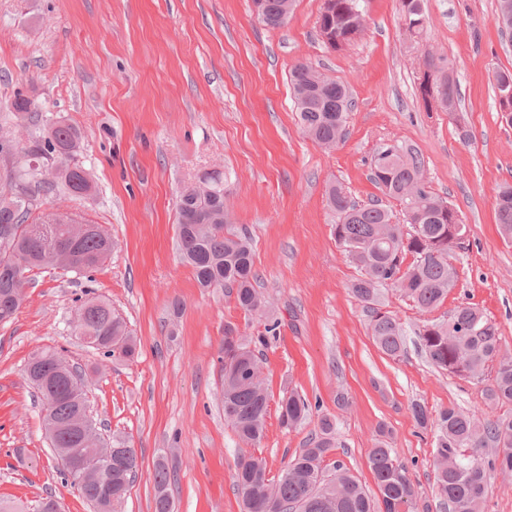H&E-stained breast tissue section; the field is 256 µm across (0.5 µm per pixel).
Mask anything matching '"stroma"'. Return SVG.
Instances as JSON below:
<instances>
[{
  "mask_svg": "<svg viewBox=\"0 0 512 512\" xmlns=\"http://www.w3.org/2000/svg\"><path fill=\"white\" fill-rule=\"evenodd\" d=\"M321 5L295 0L287 24L272 29L251 0H0V127L18 125L11 104L26 93L39 120L22 126L21 148L34 149L45 128L65 121L82 133L76 160L94 184L82 197L41 194L33 215H79L116 243L96 269L31 272L14 320L0 324V500L36 512L50 496L62 512H94L50 447L44 404L26 375L46 347L87 373L91 415L112 447L137 452V478L115 512H153L161 459L176 477L174 512H242L239 455L262 457L279 476L324 416L335 423L332 459L369 489L368 451L385 426L419 491L416 512H443L436 430L416 425L411 404L434 415L448 407L479 419L512 415V405L485 397L493 370L465 380L436 369L416 336L424 320L474 306L496 325L501 355H512V238L494 212L499 186L512 183V125L501 120L493 85L496 70H512V42L495 24L496 2L424 0L427 25L414 37L399 0H360L367 27L340 50L318 34ZM431 51L454 68L457 114L428 109L419 95ZM299 63L344 83L353 98L347 136L333 149L299 125L288 85ZM393 140L421 151L430 187L468 229L451 257L457 286L431 313L384 290L381 311L407 335L396 360L375 346L369 314L350 292L359 271L336 241L326 196L338 182L358 202L380 198L371 165ZM213 169L224 173L232 226L250 237L265 314L198 288L177 249L178 193ZM93 297L126 322L133 358L74 335L73 311ZM228 329L268 336L265 435L249 448L224 421ZM291 390L312 412L289 430L278 402Z\"/></svg>",
  "mask_w": 512,
  "mask_h": 512,
  "instance_id": "35a3bbf8",
  "label": "stroma"
}]
</instances>
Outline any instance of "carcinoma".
Wrapping results in <instances>:
<instances>
[{
  "label": "carcinoma",
  "instance_id": "cac0c4a2",
  "mask_svg": "<svg viewBox=\"0 0 512 512\" xmlns=\"http://www.w3.org/2000/svg\"><path fill=\"white\" fill-rule=\"evenodd\" d=\"M334 10L319 14L321 38H332L333 49L350 44L366 29L358 0H334ZM293 0H266L258 20L270 28L287 24ZM400 15L407 30L419 34L426 16L423 0H400ZM495 22L501 33L512 29V0H496ZM425 65L437 73L438 107L450 113L460 110L458 83L445 57L429 51ZM290 88L304 132L320 147L330 149L341 141L346 115L353 106L347 86L327 77L307 63L289 73ZM82 134L76 127L52 125L42 147L21 152L24 166L0 175V323L15 318L25 297L27 273L34 269L81 272L104 263L114 241L97 224L51 213L31 220L40 194L60 189L83 196L92 189L87 172L75 157ZM49 155L54 164L67 156L70 165L51 180L37 177L31 159ZM371 180L382 194L404 205L397 218L383 204L360 205L338 184L327 190V203L336 216V242L360 277L350 286L355 299L371 313L370 332L376 347L386 356L404 355L405 330L394 316L380 311L382 289L392 287L427 313L448 297L457 282L448 250V225L462 226L458 212L446 199L435 195L425 176L421 152L405 143L390 141L379 147L371 166ZM224 174L206 171L185 185L177 204L176 242L194 279L204 289L234 291L236 305L250 314L264 312L266 301L254 287V252L249 238L228 228L229 211L224 200ZM495 220L501 233L512 237V184L502 185L496 196ZM21 257L20 271L13 262ZM75 331L85 343L113 352L117 348L133 356L136 344L123 319L105 300L91 298L76 312ZM421 351L434 367L463 379L479 377L492 362L495 376L486 390L488 400L512 404V359L500 357V336L494 324L474 307L460 306L448 319L426 323L416 332ZM266 336L224 334V420L246 445L260 441L264 432L269 393L262 376L258 347ZM35 388L46 406V418L56 428L51 446L72 448L93 464L106 465L95 456L89 436L83 433L87 419L86 393H76L70 375L57 371L60 355L52 349L38 352ZM282 427L293 429L311 414L310 403L298 393L284 395L279 403ZM416 424L437 430L434 453L436 492L448 512H483L489 471L512 472V416L482 421L454 407L431 417L419 402L410 406ZM334 422L319 420V434L291 459L278 478L269 477L263 458L243 454L238 458L235 485L244 512H413L418 490L408 469L387 447L386 432L379 429L377 444L367 463L379 493L373 500L346 465L336 460L332 471L324 463L333 450ZM138 471L135 449L112 454L107 487L73 482L87 501L105 502L107 494L120 502ZM171 470L159 462L154 471V512H172L168 492Z\"/></svg>",
  "mask_w": 512,
  "mask_h": 512
}]
</instances>
